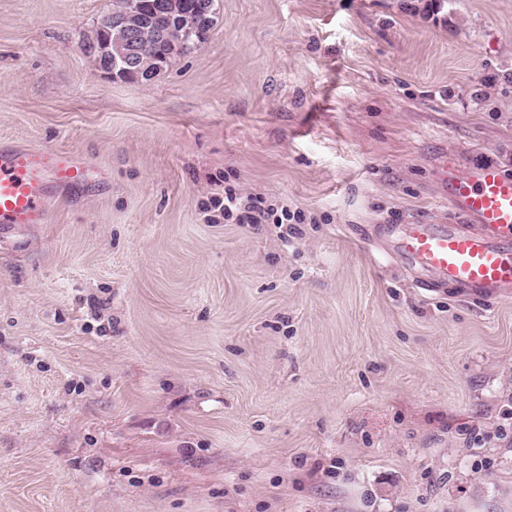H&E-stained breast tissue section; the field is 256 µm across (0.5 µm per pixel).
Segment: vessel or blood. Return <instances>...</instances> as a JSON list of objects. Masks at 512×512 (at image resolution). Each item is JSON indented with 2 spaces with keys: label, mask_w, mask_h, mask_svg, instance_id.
I'll list each match as a JSON object with an SVG mask.
<instances>
[{
  "label": "vessel or blood",
  "mask_w": 512,
  "mask_h": 512,
  "mask_svg": "<svg viewBox=\"0 0 512 512\" xmlns=\"http://www.w3.org/2000/svg\"><path fill=\"white\" fill-rule=\"evenodd\" d=\"M89 169L57 148L0 147V240L21 226L48 220L50 195L41 183L65 187L87 181ZM455 224H385L378 236L417 281H437L474 298L512 296V176L492 163L442 170Z\"/></svg>",
  "instance_id": "obj_1"
}]
</instances>
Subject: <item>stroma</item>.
<instances>
[{"mask_svg":"<svg viewBox=\"0 0 512 512\" xmlns=\"http://www.w3.org/2000/svg\"><path fill=\"white\" fill-rule=\"evenodd\" d=\"M222 0L115 80L112 0H0V143L100 177L0 247V512H512V297L418 288L383 224L512 173V0ZM299 210L214 224L225 188Z\"/></svg>","mask_w":512,"mask_h":512,"instance_id":"stroma-1","label":"stroma"}]
</instances>
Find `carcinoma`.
<instances>
[{
    "label": "carcinoma",
    "mask_w": 512,
    "mask_h": 512,
    "mask_svg": "<svg viewBox=\"0 0 512 512\" xmlns=\"http://www.w3.org/2000/svg\"><path fill=\"white\" fill-rule=\"evenodd\" d=\"M220 0H112V23L94 31L112 48V72L124 81L152 80L176 56L188 54L214 24ZM137 36L136 71L122 69V54Z\"/></svg>",
    "instance_id": "obj_1"
}]
</instances>
